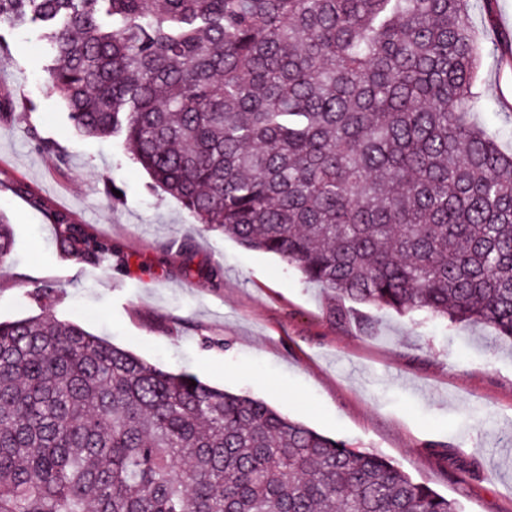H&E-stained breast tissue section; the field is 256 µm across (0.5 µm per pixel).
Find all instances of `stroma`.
<instances>
[{"mask_svg": "<svg viewBox=\"0 0 512 512\" xmlns=\"http://www.w3.org/2000/svg\"><path fill=\"white\" fill-rule=\"evenodd\" d=\"M512 0H471L485 52L480 124L512 152V64L491 50L512 36ZM40 32L0 26V177L52 195L112 245L111 264L63 256L56 229L5 187L15 240L0 263V319L40 313L109 337L145 361L265 400L351 447L380 454L464 503L512 512V341L360 307L344 325L330 297L278 256L247 249L152 187L116 138L80 135L44 82ZM54 143V152L38 147ZM372 327L364 329L362 317Z\"/></svg>", "mask_w": 512, "mask_h": 512, "instance_id": "obj_1", "label": "stroma"}]
</instances>
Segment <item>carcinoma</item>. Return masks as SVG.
Wrapping results in <instances>:
<instances>
[{
	"label": "carcinoma",
	"instance_id": "cac0c4a2",
	"mask_svg": "<svg viewBox=\"0 0 512 512\" xmlns=\"http://www.w3.org/2000/svg\"><path fill=\"white\" fill-rule=\"evenodd\" d=\"M200 224L349 301L512 339V154L470 0H0ZM60 251L112 245L20 182ZM0 219V260L13 248ZM0 512H464L384 457L39 314L0 321Z\"/></svg>",
	"mask_w": 512,
	"mask_h": 512
}]
</instances>
